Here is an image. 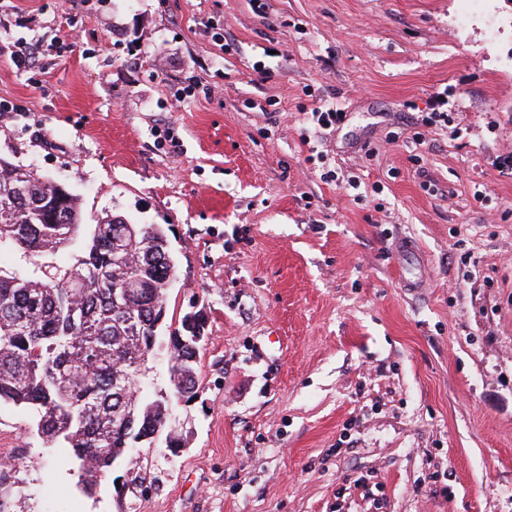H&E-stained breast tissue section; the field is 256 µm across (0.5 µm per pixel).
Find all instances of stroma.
<instances>
[{
  "instance_id": "stroma-1",
  "label": "stroma",
  "mask_w": 512,
  "mask_h": 512,
  "mask_svg": "<svg viewBox=\"0 0 512 512\" xmlns=\"http://www.w3.org/2000/svg\"><path fill=\"white\" fill-rule=\"evenodd\" d=\"M0 26V158L84 223L162 225L167 323L209 336L179 451L91 494L1 403L0 512H512V0H0Z\"/></svg>"
}]
</instances>
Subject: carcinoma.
Returning a JSON list of instances; mask_svg holds the SVG:
<instances>
[{
    "label": "carcinoma",
    "instance_id": "cac0c4a2",
    "mask_svg": "<svg viewBox=\"0 0 512 512\" xmlns=\"http://www.w3.org/2000/svg\"><path fill=\"white\" fill-rule=\"evenodd\" d=\"M24 180L29 191L10 195ZM82 213L63 185L0 159V255L34 258L26 275L0 266V402L30 410L37 434L70 448L93 490L136 440L164 431L173 401L197 397L198 342L187 317L165 337L174 394L131 398L151 345L154 316L167 313L175 277L170 246L158 224L107 216L78 242ZM78 247L69 267L57 258Z\"/></svg>",
    "mask_w": 512,
    "mask_h": 512
}]
</instances>
